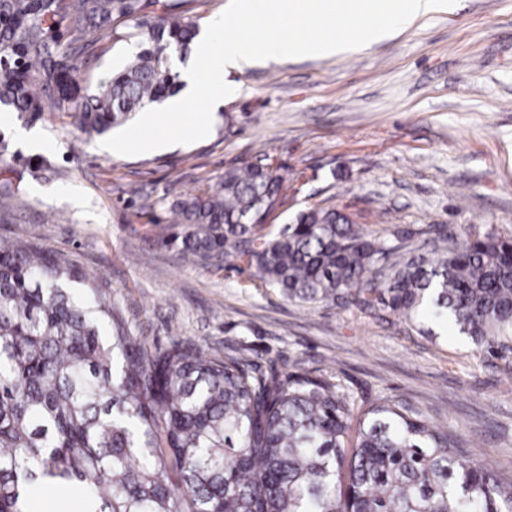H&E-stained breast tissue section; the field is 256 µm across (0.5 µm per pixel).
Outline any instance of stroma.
<instances>
[{
    "label": "stroma",
    "instance_id": "stroma-1",
    "mask_svg": "<svg viewBox=\"0 0 512 512\" xmlns=\"http://www.w3.org/2000/svg\"><path fill=\"white\" fill-rule=\"evenodd\" d=\"M125 23L91 32L74 76L96 89L133 50ZM204 140L134 156L102 151L48 105L0 127V183L16 207L0 237L66 254L106 285L134 335L174 338L216 355L245 350L262 366L332 380L368 405L387 397L480 443L478 459L512 478V379L504 361L422 317L327 304L243 287L234 269L184 260L152 226L167 190L189 194L225 169L271 158L291 186L277 224L331 205L374 236L478 225L512 236V0H458L397 37L341 58L270 61L233 72ZM40 132L31 153L14 126Z\"/></svg>",
    "mask_w": 512,
    "mask_h": 512
}]
</instances>
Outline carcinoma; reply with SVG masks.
Listing matches in <instances>:
<instances>
[{
    "instance_id": "carcinoma-1",
    "label": "carcinoma",
    "mask_w": 512,
    "mask_h": 512,
    "mask_svg": "<svg viewBox=\"0 0 512 512\" xmlns=\"http://www.w3.org/2000/svg\"><path fill=\"white\" fill-rule=\"evenodd\" d=\"M159 0H0V108L54 100L91 136L180 86L194 27ZM132 22L137 48L94 92L74 78L88 26ZM69 21L65 36L60 28ZM272 163L224 170L168 202L158 234L186 259L248 273L302 304L409 320L425 313L512 365V238L418 232L417 252L329 206L287 208ZM67 486L78 512H512V480L458 436L391 399L365 409L328 380L263 369L182 340L150 350L67 255L0 240V512Z\"/></svg>"
}]
</instances>
